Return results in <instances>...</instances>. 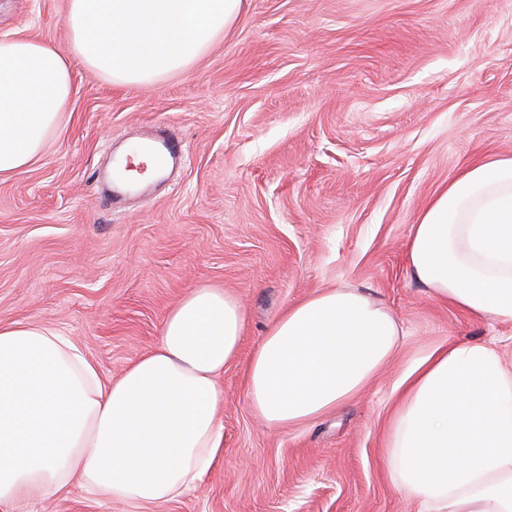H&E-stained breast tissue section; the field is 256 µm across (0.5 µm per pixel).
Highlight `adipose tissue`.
Wrapping results in <instances>:
<instances>
[{
  "label": "adipose tissue",
  "instance_id": "adipose-tissue-1",
  "mask_svg": "<svg viewBox=\"0 0 512 512\" xmlns=\"http://www.w3.org/2000/svg\"><path fill=\"white\" fill-rule=\"evenodd\" d=\"M243 0H67L66 49L0 36V181L44 155L69 110L71 58L139 87L188 71ZM409 276L439 303L512 321V155L468 165L427 203L406 248ZM245 312L201 285L166 314L157 344L105 380L67 336L0 324V507L72 486L139 507L198 487L224 445L220 379ZM385 305L343 288L309 294L267 330L248 364L252 413L272 429L350 402L399 349ZM383 460L417 512H512V363L490 344L442 343L393 386Z\"/></svg>",
  "mask_w": 512,
  "mask_h": 512
}]
</instances>
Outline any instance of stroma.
Here are the masks:
<instances>
[{
	"instance_id": "35a3bbf8",
	"label": "stroma",
	"mask_w": 512,
	"mask_h": 512,
	"mask_svg": "<svg viewBox=\"0 0 512 512\" xmlns=\"http://www.w3.org/2000/svg\"><path fill=\"white\" fill-rule=\"evenodd\" d=\"M65 8L0 0V36L66 48ZM73 75L46 153L0 182V323L63 333L105 378L155 346L196 285L235 293L246 327L203 483L145 509L76 488L35 512H416L382 465L394 382L438 341L512 361V323L436 302L406 269L427 202L475 160L512 155V0H244L185 73L140 88L78 62ZM151 131L181 137L180 174L112 207L96 171ZM333 287L380 299L402 348L345 406L269 430L245 368L288 306Z\"/></svg>"
}]
</instances>
